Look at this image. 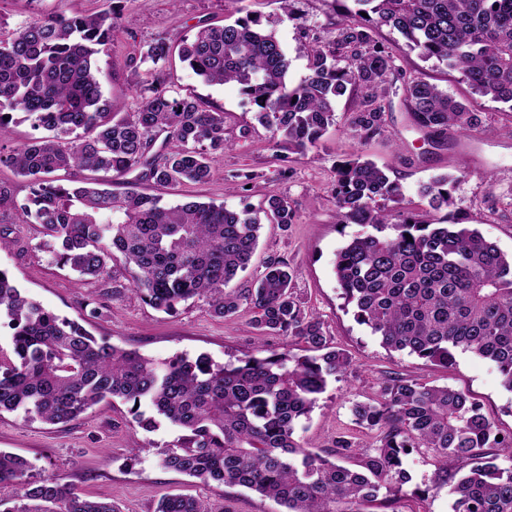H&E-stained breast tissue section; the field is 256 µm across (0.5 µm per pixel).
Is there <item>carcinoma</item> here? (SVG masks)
<instances>
[{"mask_svg":"<svg viewBox=\"0 0 512 512\" xmlns=\"http://www.w3.org/2000/svg\"><path fill=\"white\" fill-rule=\"evenodd\" d=\"M243 2L235 0L234 20L182 37L178 55L209 85L235 83L276 145L290 151L318 147L349 87L363 92L352 116L359 139L381 133L377 101L399 71L392 49L374 38L383 27L422 59L457 73L473 93L512 110V0H352L357 9L345 8L334 37L314 40L308 72L291 86L282 43ZM107 3L102 12L37 15L11 34L0 30V138L15 113L46 131L0 153V164L29 179L20 221L39 225L44 251L83 281L110 278L112 261L122 258L131 291L159 311L198 298L229 319L248 306L257 343L223 364L205 355L157 362L97 340L28 299L0 270V319L12 330V356H0V414L64 424L120 397L137 424L154 426L150 410L181 431L160 451L162 467L246 487L285 512H398L401 502H424L445 486L451 512H512V464H499L512 461V431L448 385L385 373L374 395L351 407L355 423L374 433L372 446L339 435L315 452L300 441L297 428L352 359L306 312L288 260L266 261L246 290L230 287L258 246L262 224L250 206L230 210L191 197L166 204L140 190L144 181L208 183L231 141L224 112L169 80L173 48L164 37L130 57L137 109L112 111L96 66L112 47L115 0ZM404 91L414 125L431 139L444 142L481 123L421 78L405 82ZM87 171L112 181H92ZM133 172L135 180H126ZM119 180L124 189H112ZM450 183L440 176L424 186L432 209L454 205ZM335 197L337 223L364 227L334 260L354 320L386 349L446 370L457 354L471 353L512 392V260L475 229L379 206L398 202L402 188L360 153L336 164ZM265 215L286 228L296 212L288 198L271 195ZM266 336L294 339L299 352L270 351ZM423 451L434 470L413 487L406 462ZM29 471L27 459L0 450V485L14 488L13 505L0 500V512H118L56 477L32 480ZM155 512L209 507L170 495Z\"/></svg>","mask_w":512,"mask_h":512,"instance_id":"cac0c4a2","label":"carcinoma"}]
</instances>
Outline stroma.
Returning a JSON list of instances; mask_svg holds the SVG:
<instances>
[{
  "instance_id": "obj_1",
  "label": "stroma",
  "mask_w": 512,
  "mask_h": 512,
  "mask_svg": "<svg viewBox=\"0 0 512 512\" xmlns=\"http://www.w3.org/2000/svg\"><path fill=\"white\" fill-rule=\"evenodd\" d=\"M245 6L261 15L265 27L275 29L291 61L288 80L293 85L307 72L310 42L332 36L340 14L329 0H296L291 18L282 13L277 0H245ZM105 7L104 0H0V19L14 30L37 14L89 13ZM233 8L232 0H126L113 20L112 48L99 58V78L112 97L114 110L127 113L136 109L138 88L127 63L139 44L158 36L179 41L199 25L223 23ZM376 36L391 44L401 70L381 100V135L365 143L359 141L351 125L354 97L348 93L338 98L336 122L310 155L276 147L270 131L257 125L255 106L240 95L236 85L206 84L182 63H174L170 79L184 93L223 111L228 134L237 135L244 125L252 126L253 133L225 150L208 184L163 188L146 182L141 189L166 203L194 196L230 209L247 204L260 210L266 207L269 195L278 194L294 205L295 222L288 228L263 224L258 249L234 285L250 287L265 261L287 259L295 270L294 290L306 309L320 317L335 344L352 358L348 377L332 383L321 396L306 432L300 435L302 441L326 446L341 433L363 437V430L353 421L351 405L373 395L386 372L461 390L482 404L498 428L510 430L512 393L501 386L492 365L463 353L453 368L444 370L388 351L343 310L332 262L337 249L360 227L336 222L334 168L356 152L393 168L403 189L398 204L402 210L428 211L420 186L440 174L456 175L452 189L455 204L438 211L437 219L471 225L506 255H512V137L505 133L512 125V112L473 94L444 65L407 50L401 37L389 29H380ZM409 76L421 77L465 100L479 113V128L445 146L431 147L403 103L404 80ZM235 174L251 175L249 188L229 191L226 179ZM0 183L13 191L12 201L0 205V226L8 229L11 240L9 248L0 250V269L6 270L27 296L58 315L79 321L95 336L156 361L205 354L224 363L253 349L256 332L248 309L224 320L212 316L206 301L200 299L180 305L172 314L157 311L130 291L129 276L118 260L112 264L111 279L79 282L69 268L55 264L40 250L37 225L16 223L14 205L27 196V180L10 167L0 166ZM179 435V429L161 418L153 428L138 426L128 405L118 398L65 425L28 422L15 414L0 416V449L25 457L34 478L57 477L86 497L112 501L120 512H154L157 501L167 494L201 499L211 512H282L275 501L247 488L204 482L161 467L158 449L172 444Z\"/></svg>"
}]
</instances>
